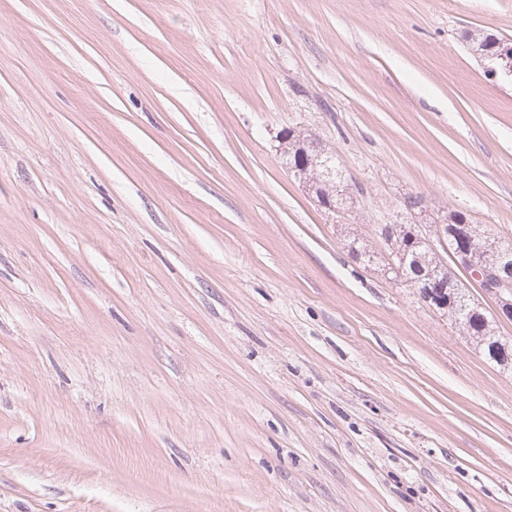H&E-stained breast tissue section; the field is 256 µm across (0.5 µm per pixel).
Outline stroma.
<instances>
[{
    "label": "stroma",
    "mask_w": 512,
    "mask_h": 512,
    "mask_svg": "<svg viewBox=\"0 0 512 512\" xmlns=\"http://www.w3.org/2000/svg\"><path fill=\"white\" fill-rule=\"evenodd\" d=\"M467 31L512 0H0V512H512V371L378 235L512 239ZM300 140H301V146L304 147V150L302 151V155L305 160V163H304V165L301 166V168H305L306 171H296V172L291 171V172L293 173L294 177L297 180H299L300 182H302L306 186H308L309 191L314 193L315 196H317V195L319 196L320 201H318V200L317 201L320 206H322L323 208L327 207V208H329L328 209L329 211L336 213L335 208H333V207L330 208L329 205H324L322 203V202H327V198H324L322 196L321 192L319 191V186L321 184L326 185L328 188H329V184H326L322 180H318L317 177H312V175L309 173V169L311 166L310 163H312L316 160H321L328 153L325 152V150L320 149L318 144L311 138H308V137L304 138V136L302 135ZM309 148L312 150L313 149L315 150L313 155L309 154V151H308Z\"/></svg>",
    "instance_id": "stroma-1"
}]
</instances>
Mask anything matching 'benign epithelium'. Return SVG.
I'll return each instance as SVG.
<instances>
[{
    "instance_id": "benign-epithelium-1",
    "label": "benign epithelium",
    "mask_w": 512,
    "mask_h": 512,
    "mask_svg": "<svg viewBox=\"0 0 512 512\" xmlns=\"http://www.w3.org/2000/svg\"><path fill=\"white\" fill-rule=\"evenodd\" d=\"M485 74L489 79L512 76V42L503 40L499 43L496 54L484 64ZM304 147L302 155L305 163L303 170L294 172V177L308 186L309 191L321 196L319 186L323 181L309 173L310 163L322 159L327 152L306 137L301 138ZM424 253L417 256L409 268L400 267L398 275L412 288L418 287L420 277L426 276V268L434 269L439 279L427 276L425 303L432 309L448 310V295L464 291L463 282L456 275L442 274L440 250L451 255L455 266L464 271L469 279L482 284V291L491 296L495 302V316L507 319L512 316V252H504L493 242L483 226L477 224H437L432 232L420 236Z\"/></svg>"
}]
</instances>
